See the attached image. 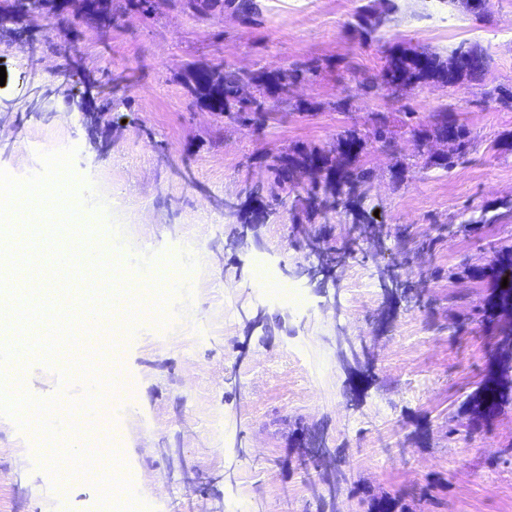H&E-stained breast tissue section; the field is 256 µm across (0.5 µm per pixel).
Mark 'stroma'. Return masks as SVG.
Wrapping results in <instances>:
<instances>
[{
    "label": "stroma",
    "mask_w": 512,
    "mask_h": 512,
    "mask_svg": "<svg viewBox=\"0 0 512 512\" xmlns=\"http://www.w3.org/2000/svg\"><path fill=\"white\" fill-rule=\"evenodd\" d=\"M249 22L233 6L210 16L154 0L151 15L127 13L109 40L83 26L68 42L55 20L32 21V44L0 41V170L41 172V154L75 149L73 170L108 201L84 206L96 241L112 246L132 274L170 283L183 316L165 328L144 314L116 350L133 395L115 412L126 496L148 512H367L388 497L397 512H512V406L458 435L462 404L496 356L498 336L479 310L488 293L478 270L499 239L512 236V107L494 92L512 87V0H489L483 16L450 0H395L390 21L371 39L354 31L367 0H256ZM477 42L490 58L481 81L448 88L419 84L392 96L364 92L386 49L398 44L442 55ZM240 68L320 65L295 88L306 113L277 112L259 130L190 103L181 79L190 62ZM112 93L107 146L97 151L84 113L66 100L77 78ZM54 113L39 111L43 95ZM447 109L474 146L467 164L446 171L417 152L404 124L430 129ZM383 114L396 134L390 152L372 140ZM357 128L373 179L367 206L382 244L370 247L349 216L326 224L342 258L333 277L337 309L303 271L318 262L309 224L278 208L240 245L241 226L221 206L266 179V152L295 143L333 145ZM407 168L394 182L396 161ZM487 211L491 224H473ZM302 308L253 287L258 260ZM400 273L405 296L389 305L383 280ZM349 338L357 360L344 362ZM29 391L88 408L106 387L99 357L79 351L44 363L27 357ZM322 435L349 481L337 502L323 499V469L293 445L296 428ZM40 431L0 415V512H100L106 471L71 484L37 448Z\"/></svg>",
    "instance_id": "obj_1"
}]
</instances>
